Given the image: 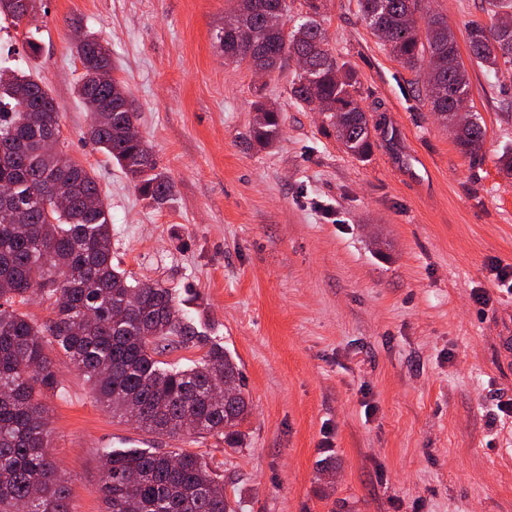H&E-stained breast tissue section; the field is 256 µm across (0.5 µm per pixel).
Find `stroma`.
Instances as JSON below:
<instances>
[{
  "label": "stroma",
  "instance_id": "obj_1",
  "mask_svg": "<svg viewBox=\"0 0 512 512\" xmlns=\"http://www.w3.org/2000/svg\"><path fill=\"white\" fill-rule=\"evenodd\" d=\"M338 65L380 122L350 155L297 103L295 61L265 73L225 59L214 33L231 0H37L32 24L0 21V65L48 86L63 150L92 169L112 216V261L170 288L223 346L251 411L240 448L170 438L113 418L56 346L52 453L72 512H106L102 448H182L224 476L241 512H512V68L466 61L478 157L431 112L425 72L398 62L357 0H316ZM451 25L487 22L484 0H425ZM101 37L140 136L174 184L157 205L90 140L75 93V30ZM39 51L31 53L29 42ZM282 114L251 136L253 104ZM255 112L251 135L260 147L271 145L280 132V113L274 107L263 102H255ZM456 134V137L461 134V127L457 125H448ZM486 127L480 122L479 118L472 115L470 125L463 136H458L456 139L457 145L465 154L474 155L478 153L486 139Z\"/></svg>",
  "mask_w": 512,
  "mask_h": 512
}]
</instances>
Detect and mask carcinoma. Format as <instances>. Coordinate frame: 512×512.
Listing matches in <instances>:
<instances>
[{
  "label": "carcinoma",
  "mask_w": 512,
  "mask_h": 512,
  "mask_svg": "<svg viewBox=\"0 0 512 512\" xmlns=\"http://www.w3.org/2000/svg\"><path fill=\"white\" fill-rule=\"evenodd\" d=\"M420 0H358L373 34L410 69L426 63L431 110L452 119L455 103L470 97L471 85L446 18L435 14L418 27L413 14ZM36 0H0V16L14 24ZM490 24L468 27L469 53L489 74L512 66V39L500 28L512 23V0H487ZM288 16V0H242L224 16L215 40L229 34L272 67L293 52L317 49L311 68L298 73L292 97L317 103L336 137L355 157L369 155V120L357 103L359 81L341 72L326 49V34L312 15L288 31V43L268 35V9ZM77 53L84 68L76 92L92 113L88 135L156 204L169 200L174 185L158 169L143 140L126 137L137 121L127 93L117 81L99 84L91 72L112 68L103 41L88 36ZM251 135L261 147L280 132V113L254 103ZM486 127L474 117L457 137L462 152L478 153ZM12 188V205L0 210V512H70L68 481L53 460L49 393L62 390L45 349L58 344L93 386L97 401L137 428L156 435L216 436L240 448L238 427L249 413L237 364L224 347L208 343L181 314L171 289L139 285L112 263L109 207L94 176L60 148V119L41 78L31 73H0V184ZM35 296L55 298L53 317L38 323L20 311ZM209 348L201 361L165 367L159 356L176 344ZM229 384L234 394L214 400ZM102 492L107 512H236L224 496V481L199 455L155 448H101Z\"/></svg>",
  "instance_id": "1"
}]
</instances>
